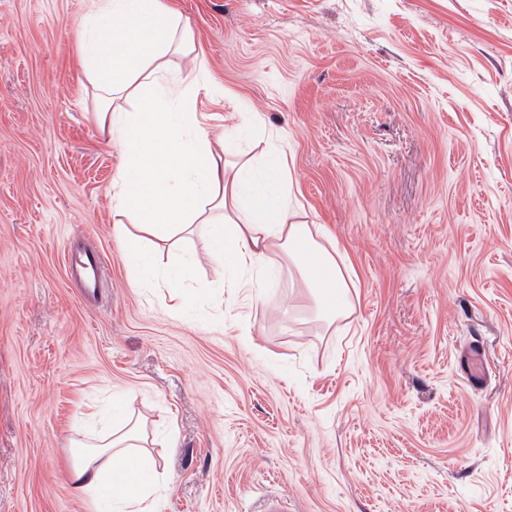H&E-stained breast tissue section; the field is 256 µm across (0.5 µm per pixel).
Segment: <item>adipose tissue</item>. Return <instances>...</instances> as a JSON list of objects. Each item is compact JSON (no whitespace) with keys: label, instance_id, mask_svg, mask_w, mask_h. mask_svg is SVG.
<instances>
[{"label":"adipose tissue","instance_id":"1","mask_svg":"<svg viewBox=\"0 0 512 512\" xmlns=\"http://www.w3.org/2000/svg\"><path fill=\"white\" fill-rule=\"evenodd\" d=\"M80 32L83 74L95 90L100 130L118 143L124 163L113 178L117 212L136 224L124 233L126 259L140 278L155 267L141 234L162 239L195 224L209 233L214 258L238 267L278 251L313 288L318 311L340 317L349 305L338 251L322 247L296 221L288 168L230 162L223 135L209 137L195 107L200 69L188 19L162 0H90ZM134 111H126L127 102ZM142 429L131 425L77 443L70 487L77 496L110 495L119 512H154L153 461L139 453Z\"/></svg>","mask_w":512,"mask_h":512}]
</instances>
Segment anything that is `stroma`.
Here are the masks:
<instances>
[{"label": "stroma", "instance_id": "35a3bbf8", "mask_svg": "<svg viewBox=\"0 0 512 512\" xmlns=\"http://www.w3.org/2000/svg\"><path fill=\"white\" fill-rule=\"evenodd\" d=\"M204 56L196 110L231 152L286 160L300 219L346 258L316 313L271 255L255 288L202 231L182 313L133 286L93 116L88 0H0V512H94L74 444L145 429L156 512H512V0H165ZM107 260L96 306L64 247ZM229 284L223 302L209 294ZM482 385L464 371L471 347Z\"/></svg>", "mask_w": 512, "mask_h": 512}]
</instances>
